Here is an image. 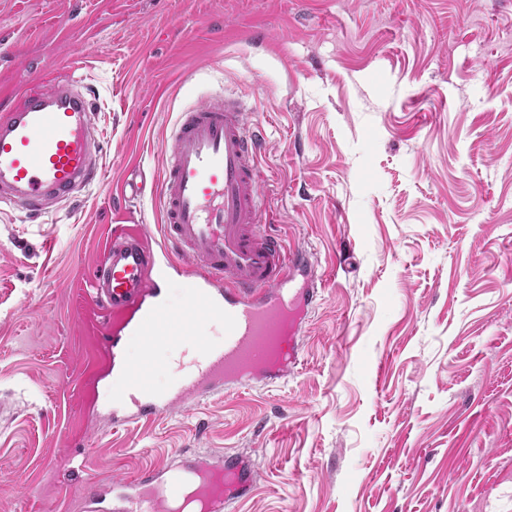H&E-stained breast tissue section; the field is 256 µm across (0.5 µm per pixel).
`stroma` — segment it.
<instances>
[{"mask_svg":"<svg viewBox=\"0 0 512 512\" xmlns=\"http://www.w3.org/2000/svg\"><path fill=\"white\" fill-rule=\"evenodd\" d=\"M35 79L94 94L105 177L0 210V512L240 449L233 512H512V0H0V101ZM224 96L321 300L287 379L116 431L89 274L115 226L160 224L163 145Z\"/></svg>","mask_w":512,"mask_h":512,"instance_id":"35a3bbf8","label":"stroma"}]
</instances>
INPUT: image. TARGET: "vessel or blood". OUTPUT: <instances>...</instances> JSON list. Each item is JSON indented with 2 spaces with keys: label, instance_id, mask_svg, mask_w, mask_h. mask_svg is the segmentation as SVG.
Segmentation results:
<instances>
[{
  "label": "vessel or blood",
  "instance_id": "1",
  "mask_svg": "<svg viewBox=\"0 0 512 512\" xmlns=\"http://www.w3.org/2000/svg\"><path fill=\"white\" fill-rule=\"evenodd\" d=\"M17 97L0 110V203L38 216L101 181L100 133L91 99L69 83L24 87ZM264 149L258 125L233 100L182 112L163 148L159 233L132 224L108 238L90 283L108 315L98 343L113 375V427L282 378L298 364L320 294L311 253L267 229ZM172 274L187 282L178 312L162 288ZM129 336L145 360L126 359ZM161 346L173 358L159 388L146 359ZM254 472L243 453L167 458L127 480H86L76 504L78 512H173L189 496L200 512H224L249 496Z\"/></svg>",
  "mask_w": 512,
  "mask_h": 512
}]
</instances>
